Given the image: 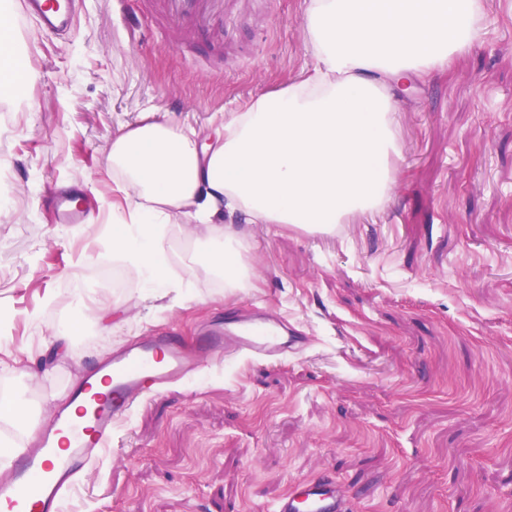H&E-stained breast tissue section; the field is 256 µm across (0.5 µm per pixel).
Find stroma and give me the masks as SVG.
Here are the masks:
<instances>
[{
	"mask_svg": "<svg viewBox=\"0 0 512 512\" xmlns=\"http://www.w3.org/2000/svg\"><path fill=\"white\" fill-rule=\"evenodd\" d=\"M307 0L236 4L237 36L161 31L147 0H84L68 36L16 28L30 96L0 109V396L24 392L35 439L49 399L134 337L194 335L263 306L308 337L276 361L242 355L146 398L112 432L65 512H257L333 474L352 512H512V0H487L482 44L416 86L397 114L387 208L317 234L235 220L249 288L199 274L181 295L92 289L119 303L101 335L49 351L79 316L64 289L121 201L113 139L145 114L206 135L214 117L287 85L310 62ZM79 189L88 222L55 227Z\"/></svg>",
	"mask_w": 512,
	"mask_h": 512,
	"instance_id": "obj_1",
	"label": "stroma"
}]
</instances>
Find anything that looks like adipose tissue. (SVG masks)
Masks as SVG:
<instances>
[{
	"instance_id": "obj_1",
	"label": "adipose tissue",
	"mask_w": 512,
	"mask_h": 512,
	"mask_svg": "<svg viewBox=\"0 0 512 512\" xmlns=\"http://www.w3.org/2000/svg\"><path fill=\"white\" fill-rule=\"evenodd\" d=\"M484 0H309L311 63L298 80L217 120L207 141L151 121L112 141L108 162L126 202L112 214L113 256L156 294L204 271L225 287L254 275L225 219L325 232L383 210L400 155L396 114L405 93L482 42ZM0 88L28 96L11 14L0 8ZM208 234L171 275L162 246L173 220Z\"/></svg>"
}]
</instances>
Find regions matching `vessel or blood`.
<instances>
[{
    "label": "vessel or blood",
    "instance_id": "1",
    "mask_svg": "<svg viewBox=\"0 0 512 512\" xmlns=\"http://www.w3.org/2000/svg\"><path fill=\"white\" fill-rule=\"evenodd\" d=\"M167 22L202 27L225 18L224 37L233 40L232 0H151ZM24 17L56 32L72 27L75 0H20ZM56 220L80 224L81 206L67 195L55 201ZM307 343L297 330L263 309L246 316L228 315L223 325L205 327L192 343L175 331L162 330L138 337L102 364L106 391L82 378L68 388L65 402L30 443L9 458L10 481L0 487V512H63L90 462L105 452L112 429L149 395L186 383L216 355H248L275 359L300 353ZM348 495L333 478L298 482L277 501L273 512H347Z\"/></svg>",
    "mask_w": 512,
    "mask_h": 512
}]
</instances>
